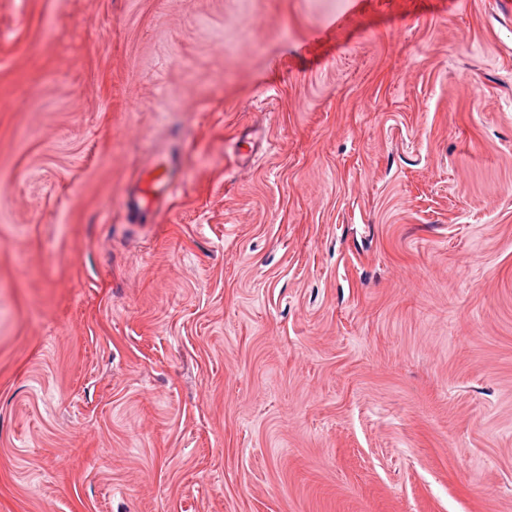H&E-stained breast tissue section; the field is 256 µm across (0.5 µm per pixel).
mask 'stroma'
Here are the masks:
<instances>
[{"mask_svg": "<svg viewBox=\"0 0 512 512\" xmlns=\"http://www.w3.org/2000/svg\"><path fill=\"white\" fill-rule=\"evenodd\" d=\"M0 512H512V16L0 0ZM178 164L176 155L160 150L141 166L138 178L126 186L122 197L129 223L153 222L170 207L181 189Z\"/></svg>", "mask_w": 512, "mask_h": 512, "instance_id": "1", "label": "stroma"}]
</instances>
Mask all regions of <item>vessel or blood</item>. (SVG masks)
Returning <instances> with one entry per match:
<instances>
[{
  "mask_svg": "<svg viewBox=\"0 0 512 512\" xmlns=\"http://www.w3.org/2000/svg\"><path fill=\"white\" fill-rule=\"evenodd\" d=\"M178 164L176 155L160 150L141 166L138 178L127 185L122 197L129 223L153 222L170 207L181 189Z\"/></svg>",
  "mask_w": 512,
  "mask_h": 512,
  "instance_id": "vessel-or-blood-1",
  "label": "vessel or blood"
}]
</instances>
